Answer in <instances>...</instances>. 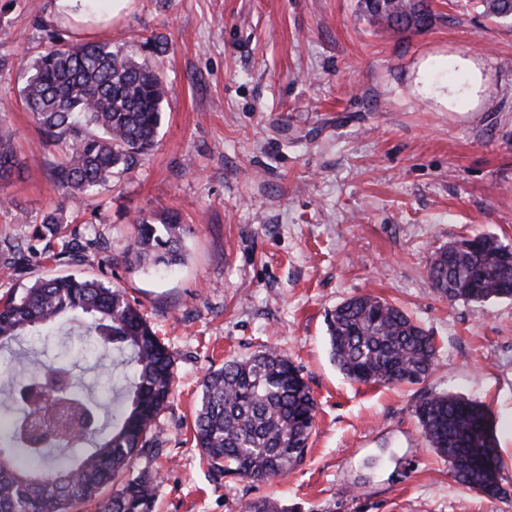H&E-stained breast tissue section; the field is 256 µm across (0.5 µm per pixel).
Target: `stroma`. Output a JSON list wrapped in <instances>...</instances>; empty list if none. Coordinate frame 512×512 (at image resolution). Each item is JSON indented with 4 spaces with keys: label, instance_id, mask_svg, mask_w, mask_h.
I'll list each match as a JSON object with an SVG mask.
<instances>
[{
    "label": "stroma",
    "instance_id": "35a3bbf8",
    "mask_svg": "<svg viewBox=\"0 0 512 512\" xmlns=\"http://www.w3.org/2000/svg\"><path fill=\"white\" fill-rule=\"evenodd\" d=\"M434 13L416 32L373 24L359 0H136L100 34L140 58L145 38L167 44L156 147L71 225L116 260L85 274L123 288L175 354L156 512H245L267 497L290 512H512V299L451 303L426 278L450 241L512 246V24L473 0H434ZM52 30L73 38L53 0H0V126L20 163L0 181V240L30 236L61 200L46 174L59 153L20 100ZM163 211L191 227L183 263L123 264L133 217ZM358 295L434 336L425 382L359 384L333 365L326 315ZM262 345L300 366L318 402L306 458L284 479L214 483L192 433L201 376ZM26 346L114 399L120 355L66 327ZM427 391L490 407L508 497L454 481L413 414Z\"/></svg>",
    "mask_w": 512,
    "mask_h": 512
}]
</instances>
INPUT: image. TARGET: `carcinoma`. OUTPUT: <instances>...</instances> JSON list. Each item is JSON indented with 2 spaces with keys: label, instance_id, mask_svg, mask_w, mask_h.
Listing matches in <instances>:
<instances>
[{
  "label": "carcinoma",
  "instance_id": "cac0c4a2",
  "mask_svg": "<svg viewBox=\"0 0 512 512\" xmlns=\"http://www.w3.org/2000/svg\"><path fill=\"white\" fill-rule=\"evenodd\" d=\"M370 18L389 27L419 29L414 0H361ZM487 17L512 22V0H478ZM32 64L23 104L47 145L60 158L48 177L62 203L22 240L0 245L3 260L21 273L31 259L82 266L100 254L97 239L65 237L67 209L134 172L154 148L161 123L164 86L150 57L137 59L112 44H63L58 33ZM18 167L9 131L0 127V180ZM137 229L124 261L154 266L181 260L190 232L178 215L135 218ZM433 290L449 301L482 304L512 298V249L490 235L461 239L435 252L427 266ZM68 319L83 327L102 351L126 356L132 371L104 404L70 381L71 399L95 416L93 430L73 427L50 435L40 448L21 432L43 406L4 407L0 414V512H153L160 473L134 472L135 460L161 452L160 416L175 379V356L161 343L125 292L100 279L68 274L35 282L0 298V346L52 329ZM329 356L356 383L418 384L437 365L429 336L399 306L365 295L349 298L327 315ZM72 375L63 363L16 365L0 372V385L15 391L51 374ZM195 417L196 446L216 483L226 477L269 481L287 476L302 461L314 431L317 402L299 369L283 353L266 347L245 359L208 368L201 379ZM414 414L427 441L448 460L454 480L490 498L506 495L487 466L500 468L492 415L482 402L452 393L426 392ZM246 512H288L278 500L250 502Z\"/></svg>",
  "mask_w": 512,
  "mask_h": 512
}]
</instances>
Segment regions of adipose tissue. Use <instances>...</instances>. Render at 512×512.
<instances>
[{"mask_svg":"<svg viewBox=\"0 0 512 512\" xmlns=\"http://www.w3.org/2000/svg\"><path fill=\"white\" fill-rule=\"evenodd\" d=\"M91 0H54L53 12L61 25L75 36L92 37L122 21L131 11L135 0H104L107 9H92Z\"/></svg>","mask_w":512,"mask_h":512,"instance_id":"ef3b65f1","label":"adipose tissue"}]
</instances>
